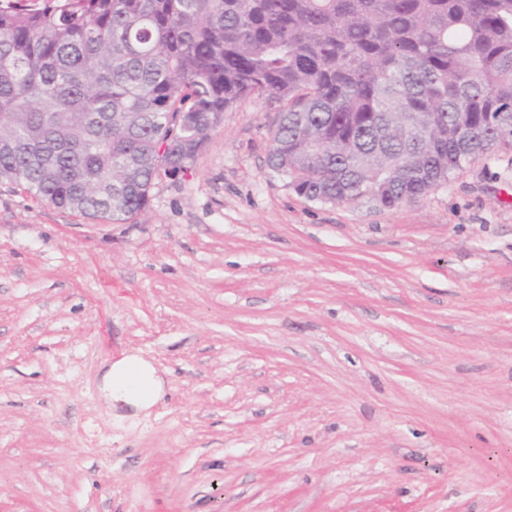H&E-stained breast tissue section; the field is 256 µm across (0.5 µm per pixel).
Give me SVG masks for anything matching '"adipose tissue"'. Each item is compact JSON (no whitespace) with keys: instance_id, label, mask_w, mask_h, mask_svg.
Masks as SVG:
<instances>
[{"instance_id":"obj_1","label":"adipose tissue","mask_w":512,"mask_h":512,"mask_svg":"<svg viewBox=\"0 0 512 512\" xmlns=\"http://www.w3.org/2000/svg\"><path fill=\"white\" fill-rule=\"evenodd\" d=\"M101 390L112 401L125 403L139 412L151 410L165 395L159 370L137 354L109 363L101 377Z\"/></svg>"}]
</instances>
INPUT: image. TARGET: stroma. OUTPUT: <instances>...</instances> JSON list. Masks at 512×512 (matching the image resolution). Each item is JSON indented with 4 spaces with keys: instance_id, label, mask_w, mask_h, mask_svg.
<instances>
[{
    "instance_id": "35a3bbf8",
    "label": "stroma",
    "mask_w": 512,
    "mask_h": 512,
    "mask_svg": "<svg viewBox=\"0 0 512 512\" xmlns=\"http://www.w3.org/2000/svg\"><path fill=\"white\" fill-rule=\"evenodd\" d=\"M245 98L125 224L0 184V512H512V162L321 204ZM167 370L149 414L102 367Z\"/></svg>"
}]
</instances>
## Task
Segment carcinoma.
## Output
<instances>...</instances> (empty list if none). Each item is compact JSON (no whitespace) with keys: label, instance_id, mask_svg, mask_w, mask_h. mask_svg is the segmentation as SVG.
Returning <instances> with one entry per match:
<instances>
[{"label":"carcinoma","instance_id":"cac0c4a2","mask_svg":"<svg viewBox=\"0 0 512 512\" xmlns=\"http://www.w3.org/2000/svg\"><path fill=\"white\" fill-rule=\"evenodd\" d=\"M280 105L312 202H413L512 162V0H0V183L124 224L224 112Z\"/></svg>","mask_w":512,"mask_h":512}]
</instances>
